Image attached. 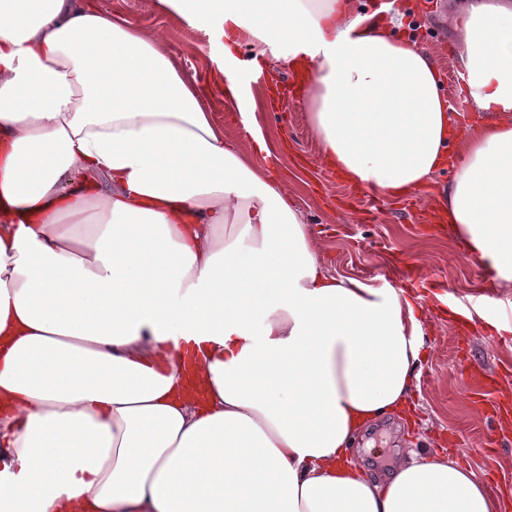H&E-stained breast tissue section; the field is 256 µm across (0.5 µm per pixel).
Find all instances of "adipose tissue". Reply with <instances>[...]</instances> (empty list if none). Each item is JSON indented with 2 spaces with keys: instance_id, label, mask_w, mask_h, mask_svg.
I'll use <instances>...</instances> for the list:
<instances>
[{
  "instance_id": "adipose-tissue-1",
  "label": "adipose tissue",
  "mask_w": 512,
  "mask_h": 512,
  "mask_svg": "<svg viewBox=\"0 0 512 512\" xmlns=\"http://www.w3.org/2000/svg\"><path fill=\"white\" fill-rule=\"evenodd\" d=\"M288 46L323 165L389 197L454 174L438 217L512 288V0H459L481 124L433 55L354 0H158ZM224 138L162 35L98 0H0V512H505L446 455L386 480L350 450L408 416L405 289L330 275L266 164Z\"/></svg>"
}]
</instances>
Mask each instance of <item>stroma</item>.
Masks as SVG:
<instances>
[{
	"mask_svg": "<svg viewBox=\"0 0 512 512\" xmlns=\"http://www.w3.org/2000/svg\"><path fill=\"white\" fill-rule=\"evenodd\" d=\"M132 23L165 34L206 93L224 137L241 152H251L256 136L272 141L280 156L275 178L288 182L313 235L323 242L322 260L333 274L358 278L373 287L386 284L410 290L422 306L425 361L413 382L414 424L393 416L367 429L353 448L372 478L388 475L392 460L411 449L445 454L469 465L489 493L512 504V427H499V442L485 445L486 415L460 363H477L484 378L507 393L496 418L512 416V288L492 281L469 257L447 225L435 223L430 205L452 178L437 174L414 195L386 198L369 187H353L320 159V141L298 98L273 91L289 88L292 72L282 47L258 41L240 46L228 68L244 96L259 104L256 120L227 105L211 76V58L220 49L215 29L199 30L163 12L156 0H101ZM419 24L420 47L440 68L448 110L460 124L477 122L462 88L464 72L452 49L449 29L455 0H407Z\"/></svg>",
	"mask_w": 512,
	"mask_h": 512,
	"instance_id": "1",
	"label": "stroma"
}]
</instances>
